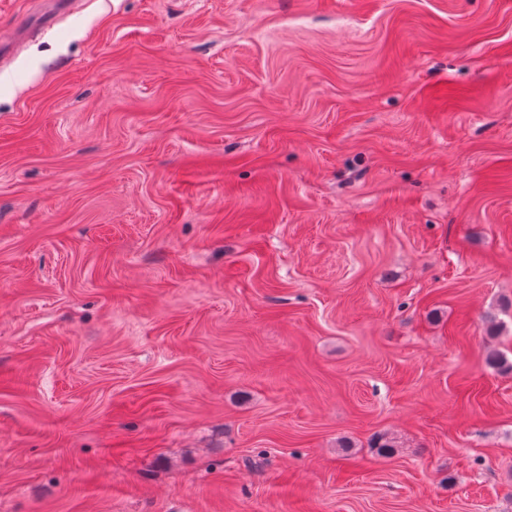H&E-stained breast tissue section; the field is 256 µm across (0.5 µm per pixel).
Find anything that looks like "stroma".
Listing matches in <instances>:
<instances>
[{
    "mask_svg": "<svg viewBox=\"0 0 512 512\" xmlns=\"http://www.w3.org/2000/svg\"><path fill=\"white\" fill-rule=\"evenodd\" d=\"M48 9L0 0V512H512V0Z\"/></svg>",
    "mask_w": 512,
    "mask_h": 512,
    "instance_id": "35a3bbf8",
    "label": "stroma"
}]
</instances>
